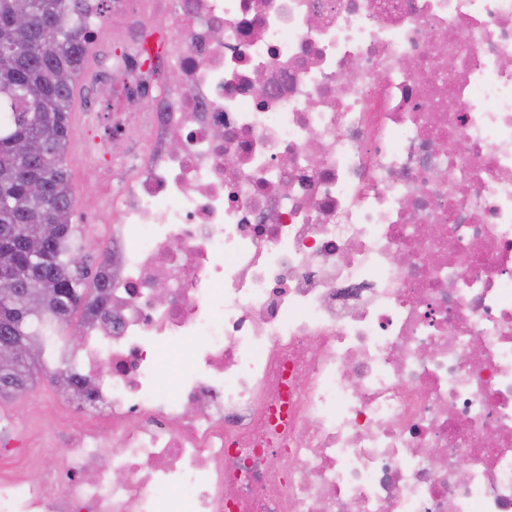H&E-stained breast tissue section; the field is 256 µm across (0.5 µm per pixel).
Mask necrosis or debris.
I'll return each instance as SVG.
<instances>
[{
  "label": "necrosis or debris",
  "mask_w": 512,
  "mask_h": 512,
  "mask_svg": "<svg viewBox=\"0 0 512 512\" xmlns=\"http://www.w3.org/2000/svg\"><path fill=\"white\" fill-rule=\"evenodd\" d=\"M106 25L128 51L94 95L145 76L81 152L91 178L141 144L98 198L111 316L67 321L86 417L64 455L0 457V512H512V0H111Z\"/></svg>",
  "instance_id": "4bbe7bcc"
}]
</instances>
